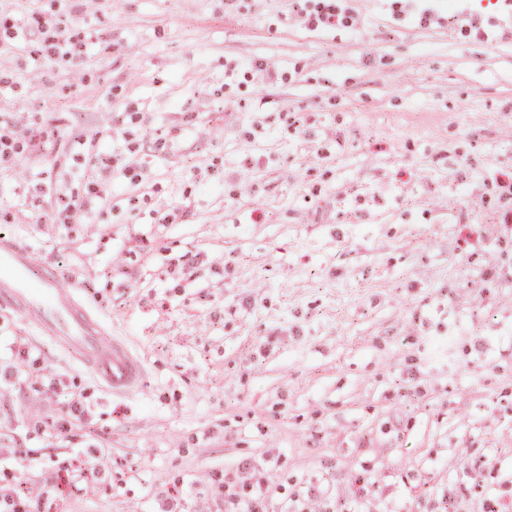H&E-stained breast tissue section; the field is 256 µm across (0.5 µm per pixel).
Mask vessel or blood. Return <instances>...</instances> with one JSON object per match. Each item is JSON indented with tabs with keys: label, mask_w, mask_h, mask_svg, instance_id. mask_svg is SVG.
<instances>
[{
	"label": "vessel or blood",
	"mask_w": 512,
	"mask_h": 512,
	"mask_svg": "<svg viewBox=\"0 0 512 512\" xmlns=\"http://www.w3.org/2000/svg\"><path fill=\"white\" fill-rule=\"evenodd\" d=\"M0 305L21 312L42 335L90 366L112 393L142 386V367L128 347L121 340H107L101 321L74 289L38 269L29 248L5 235L0 236Z\"/></svg>",
	"instance_id": "b4317fda"
}]
</instances>
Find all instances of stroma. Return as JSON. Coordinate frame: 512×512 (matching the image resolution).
<instances>
[{"mask_svg": "<svg viewBox=\"0 0 512 512\" xmlns=\"http://www.w3.org/2000/svg\"><path fill=\"white\" fill-rule=\"evenodd\" d=\"M317 3L0 0V235L144 368L112 395L0 310L34 512H512V6Z\"/></svg>", "mask_w": 512, "mask_h": 512, "instance_id": "stroma-1", "label": "stroma"}]
</instances>
